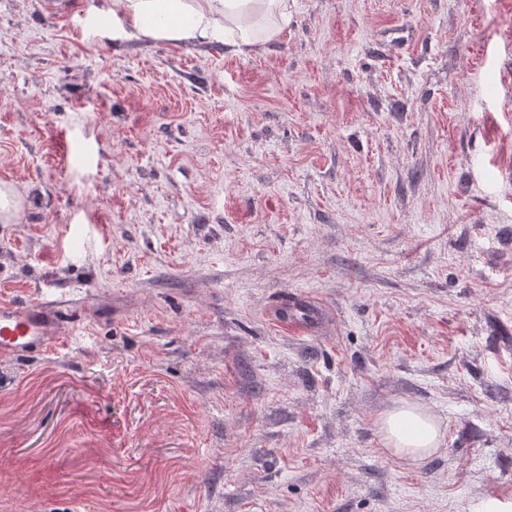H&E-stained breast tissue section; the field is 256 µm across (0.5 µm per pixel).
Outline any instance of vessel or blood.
<instances>
[{
  "instance_id": "1",
  "label": "vessel or blood",
  "mask_w": 512,
  "mask_h": 512,
  "mask_svg": "<svg viewBox=\"0 0 512 512\" xmlns=\"http://www.w3.org/2000/svg\"><path fill=\"white\" fill-rule=\"evenodd\" d=\"M70 303L46 298L30 304L0 301V355L49 349L68 333Z\"/></svg>"
}]
</instances>
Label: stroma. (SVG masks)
I'll list each match as a JSON object with an SVG mask.
<instances>
[{
  "label": "stroma",
  "instance_id": "obj_1",
  "mask_svg": "<svg viewBox=\"0 0 512 512\" xmlns=\"http://www.w3.org/2000/svg\"><path fill=\"white\" fill-rule=\"evenodd\" d=\"M68 2L0 0V299L76 306L0 357V512L512 502V0H288L248 54ZM377 426L384 451L407 463H419L444 443L439 420L416 404L394 405L379 415Z\"/></svg>",
  "mask_w": 512,
  "mask_h": 512
}]
</instances>
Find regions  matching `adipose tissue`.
Listing matches in <instances>:
<instances>
[{
  "instance_id": "adipose-tissue-1",
  "label": "adipose tissue",
  "mask_w": 512,
  "mask_h": 512,
  "mask_svg": "<svg viewBox=\"0 0 512 512\" xmlns=\"http://www.w3.org/2000/svg\"><path fill=\"white\" fill-rule=\"evenodd\" d=\"M114 4L115 31H122L129 22L142 37L215 42L234 29L241 53L256 47L248 34L252 18L263 19L269 42L288 20V0H114ZM377 426L386 452L407 463H419L444 443L436 416L412 403L389 408L379 415Z\"/></svg>"
}]
</instances>
